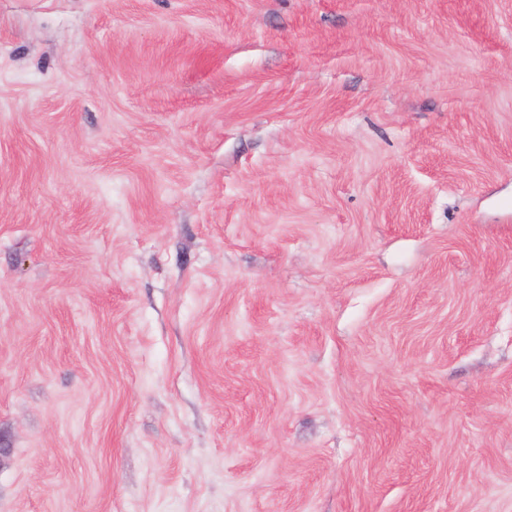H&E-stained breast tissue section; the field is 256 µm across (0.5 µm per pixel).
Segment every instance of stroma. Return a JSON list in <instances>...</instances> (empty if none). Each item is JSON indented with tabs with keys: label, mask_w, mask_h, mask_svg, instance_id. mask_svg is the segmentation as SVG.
Listing matches in <instances>:
<instances>
[{
	"label": "stroma",
	"mask_w": 512,
	"mask_h": 512,
	"mask_svg": "<svg viewBox=\"0 0 512 512\" xmlns=\"http://www.w3.org/2000/svg\"><path fill=\"white\" fill-rule=\"evenodd\" d=\"M0 512H512V0H0Z\"/></svg>",
	"instance_id": "stroma-1"
}]
</instances>
